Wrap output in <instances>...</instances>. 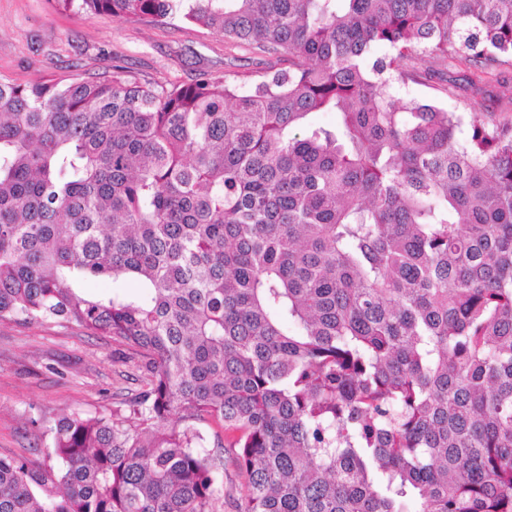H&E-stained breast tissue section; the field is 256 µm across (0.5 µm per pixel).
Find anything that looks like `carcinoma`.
<instances>
[{"instance_id": "carcinoma-1", "label": "carcinoma", "mask_w": 512, "mask_h": 512, "mask_svg": "<svg viewBox=\"0 0 512 512\" xmlns=\"http://www.w3.org/2000/svg\"><path fill=\"white\" fill-rule=\"evenodd\" d=\"M57 2L288 67L0 77V321L146 378L126 412L32 421L56 463L0 456V512H215L226 452L239 512H512V124L463 138L394 95L426 59L508 82L512 0Z\"/></svg>"}]
</instances>
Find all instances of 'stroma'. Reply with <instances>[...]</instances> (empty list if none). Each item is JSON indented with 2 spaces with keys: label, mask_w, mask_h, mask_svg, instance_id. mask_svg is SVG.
Returning a JSON list of instances; mask_svg holds the SVG:
<instances>
[{
  "label": "stroma",
  "mask_w": 512,
  "mask_h": 512,
  "mask_svg": "<svg viewBox=\"0 0 512 512\" xmlns=\"http://www.w3.org/2000/svg\"><path fill=\"white\" fill-rule=\"evenodd\" d=\"M263 61L257 49L181 22L148 25L59 10L53 0H0V75L20 82L117 68L159 84H187L203 73L243 82ZM419 71L418 81L398 86L397 97L433 98L489 124L512 121V83L488 82L476 98L464 91L449 97L441 72L428 63ZM141 385L109 338L71 325L0 321V455L46 460L51 440L37 437L31 419L93 415L118 407Z\"/></svg>",
  "instance_id": "1"
}]
</instances>
